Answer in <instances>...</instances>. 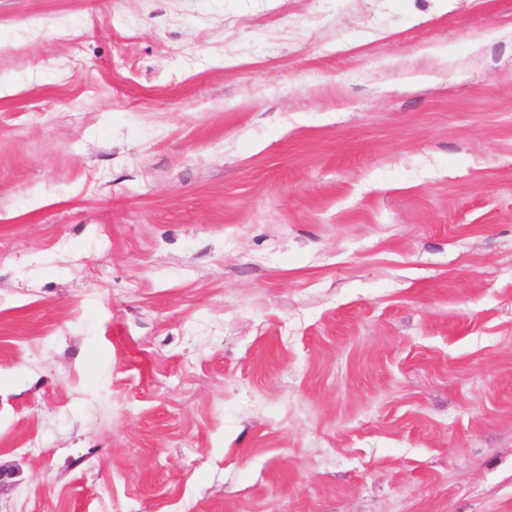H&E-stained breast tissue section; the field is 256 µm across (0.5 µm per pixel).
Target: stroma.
I'll return each mask as SVG.
<instances>
[{
    "label": "stroma",
    "mask_w": 512,
    "mask_h": 512,
    "mask_svg": "<svg viewBox=\"0 0 512 512\" xmlns=\"http://www.w3.org/2000/svg\"><path fill=\"white\" fill-rule=\"evenodd\" d=\"M0 512H512V0H0Z\"/></svg>",
    "instance_id": "stroma-1"
}]
</instances>
